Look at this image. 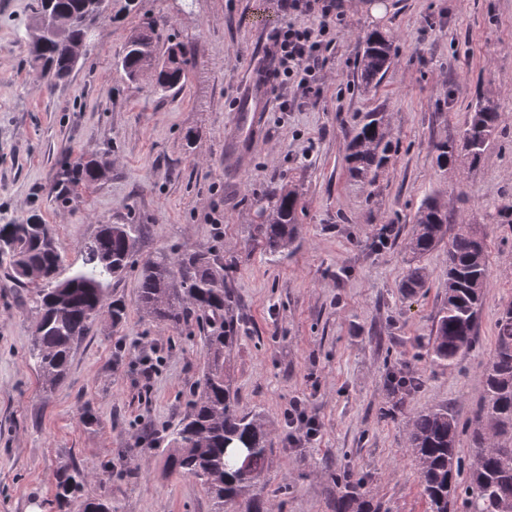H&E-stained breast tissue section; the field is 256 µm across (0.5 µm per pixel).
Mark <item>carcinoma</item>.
Listing matches in <instances>:
<instances>
[{
    "label": "carcinoma",
    "instance_id": "cac0c4a2",
    "mask_svg": "<svg viewBox=\"0 0 512 512\" xmlns=\"http://www.w3.org/2000/svg\"><path fill=\"white\" fill-rule=\"evenodd\" d=\"M111 0H40L23 39L28 43L41 76L51 83L63 81L74 69V52H86L96 23L110 17ZM362 52L357 88L365 93L376 87L394 60L392 36L373 29L360 37ZM119 66L135 81L151 68L152 91L164 96L186 77L183 58L157 56V40L135 33L127 42ZM493 100L478 95L458 139L435 145L436 163L451 168L460 159L479 165L499 127ZM384 114L365 112L350 132L346 168L351 178L372 181L388 162ZM104 159L74 157L66 162L56 200L68 203L104 177ZM300 199L294 189L279 194L272 210L261 211L257 225L269 261L288 254L298 230ZM142 224H101L83 246V264H66L49 225L37 216L0 226L8 282L32 293L36 319L30 336L29 358L45 389L51 390L68 376L78 343L102 314L112 324L126 319V306L111 298L112 280L138 269L137 304L153 321L176 332L196 325L206 360L190 392L187 409L175 426L166 429L171 451L167 467L195 478L210 495L213 512H266L255 492L272 450L271 432L264 415L240 406L238 391L226 376L238 340L232 316V294L226 286L224 263L215 250H159L140 259L137 244ZM447 247L445 293L435 317L434 334L426 356L430 365L448 369L476 343L484 288L488 278L487 235L475 224H458L448 235V211L439 192L421 202L410 237L416 258L440 244ZM426 269L409 266L401 284L413 295L426 286ZM494 349L480 381V405L469 425L472 455L458 456L460 434L457 415L437 404L410 416L406 448L420 478L429 512H512V302L504 304L496 325ZM249 449L248 461L236 449ZM88 472L66 468L59 475L56 502L62 509L69 495L87 480ZM332 512H378L371 507L365 479L346 473L335 478Z\"/></svg>",
    "mask_w": 512,
    "mask_h": 512
}]
</instances>
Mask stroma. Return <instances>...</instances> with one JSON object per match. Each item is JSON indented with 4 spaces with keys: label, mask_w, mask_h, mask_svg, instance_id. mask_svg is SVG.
<instances>
[{
    "label": "stroma",
    "mask_w": 512,
    "mask_h": 512,
    "mask_svg": "<svg viewBox=\"0 0 512 512\" xmlns=\"http://www.w3.org/2000/svg\"><path fill=\"white\" fill-rule=\"evenodd\" d=\"M336 2L341 21L320 96L283 112L288 92L268 80L262 122L248 132V74L269 64L281 0H135L95 26L91 51L55 85L39 79L21 38L37 0H0V225L39 215L75 268L102 224L145 225L143 257L222 248L238 329L227 372L243 407L265 414L272 432L258 485L272 512H331L343 471L366 478L383 512H427L406 421L437 403L472 421L496 322L512 300V217L502 211L512 202V0H380L378 13L370 0ZM373 28L393 36L395 58L363 96L357 36ZM147 29L161 46L187 47L185 84L162 101L118 65L129 37ZM479 93L500 113L487 160L438 166L435 144L457 137ZM372 109L386 114L390 159L360 183L346 169L348 134ZM75 153L111 166L64 206L52 192ZM291 185L301 193L298 233L273 264L256 226ZM435 190L451 223L479 225L488 243L477 340L450 369L426 358L445 247L424 257L421 293L400 288L415 213ZM5 281L0 267V512H58L57 475L71 464L89 478L67 512L95 498L115 512H212L200 483L170 472L166 443L150 437L186 409L204 362L199 337L144 317L137 274L127 272L111 286L126 320L93 327L68 377L48 392L28 360V294ZM153 341L147 384L140 355ZM404 365L421 382L399 398L388 378ZM297 398L322 424L301 446L289 444L283 417Z\"/></svg>",
    "instance_id": "obj_1"
}]
</instances>
